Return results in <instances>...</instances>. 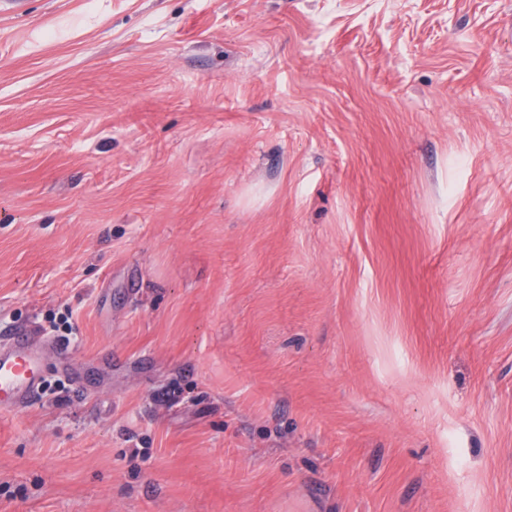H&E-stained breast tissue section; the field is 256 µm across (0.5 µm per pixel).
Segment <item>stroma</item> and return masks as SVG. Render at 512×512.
I'll return each mask as SVG.
<instances>
[{
	"mask_svg": "<svg viewBox=\"0 0 512 512\" xmlns=\"http://www.w3.org/2000/svg\"><path fill=\"white\" fill-rule=\"evenodd\" d=\"M0 512H512V0H0ZM41 358L36 336L25 329L0 345V402L14 410L27 406L41 385Z\"/></svg>",
	"mask_w": 512,
	"mask_h": 512,
	"instance_id": "obj_1",
	"label": "stroma"
}]
</instances>
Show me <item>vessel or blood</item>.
I'll use <instances>...</instances> for the list:
<instances>
[{"label":"vessel or blood","instance_id":"obj_1","mask_svg":"<svg viewBox=\"0 0 512 512\" xmlns=\"http://www.w3.org/2000/svg\"><path fill=\"white\" fill-rule=\"evenodd\" d=\"M41 351L27 330L0 345V402L20 410L37 394L42 381Z\"/></svg>","mask_w":512,"mask_h":512}]
</instances>
